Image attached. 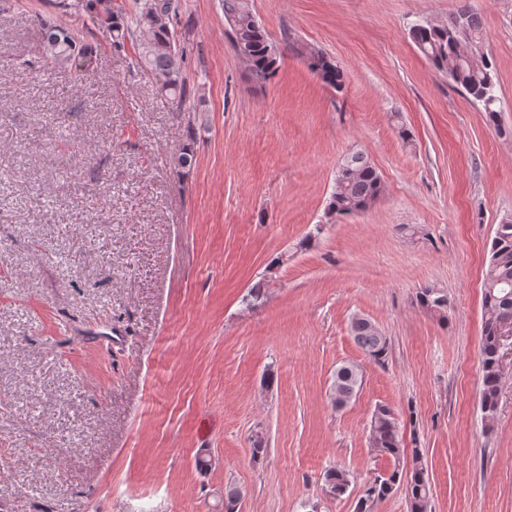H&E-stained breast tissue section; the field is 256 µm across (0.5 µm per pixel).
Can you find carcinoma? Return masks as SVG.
<instances>
[{
    "instance_id": "1",
    "label": "carcinoma",
    "mask_w": 512,
    "mask_h": 512,
    "mask_svg": "<svg viewBox=\"0 0 512 512\" xmlns=\"http://www.w3.org/2000/svg\"><path fill=\"white\" fill-rule=\"evenodd\" d=\"M156 0H134L135 13L128 17L123 8L112 7V0H81L76 7L91 10L112 31V43L120 47L126 39L138 43L139 63L156 78L157 83L178 106H183L191 91L183 75V53L177 49L171 22L161 23L155 17ZM60 2L58 7L73 6ZM224 19L236 57L259 80L272 78L279 68L281 52L269 38L253 10L252 0H221ZM44 57L79 76L95 69L97 50L77 41L66 26L43 21L40 23ZM409 37L418 50L440 71L478 102L488 121L498 124L503 107L497 94L493 61L482 51L483 23L470 6L463 5L448 24L416 23ZM308 69L325 85L340 91L345 85V73L327 54L310 50L305 55ZM347 167L336 179L327 204L328 214L339 219L368 208L383 192V184L365 156L352 153L344 160ZM417 298L422 306L443 316L448 310V297L434 288H423ZM482 307L484 320L481 344V411L488 420L495 415L501 385L498 363V331L502 315L512 316V221L497 225L490 242L485 271ZM354 341L377 363L385 361L389 341L382 331L367 318L351 321ZM334 380L348 389L362 384V373L355 365L336 369ZM370 439L379 452L396 460L405 454L401 448L399 422L394 412L385 406L374 411L370 424ZM412 471L406 484L409 512H428L430 485L426 477L424 449H411ZM401 473L397 470L377 479L367 489V500H382L395 489ZM329 494L341 496L350 485L349 473L332 468L324 475Z\"/></svg>"
}]
</instances>
